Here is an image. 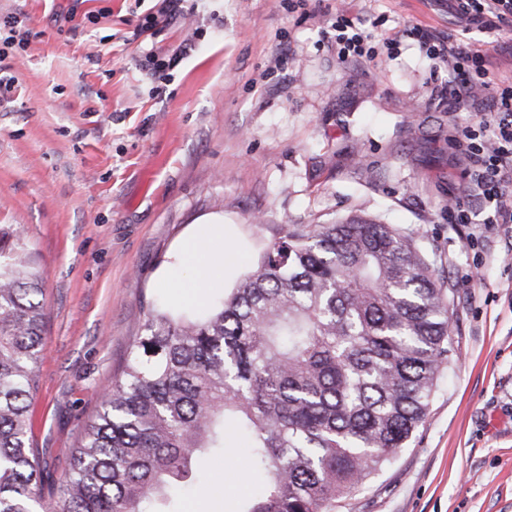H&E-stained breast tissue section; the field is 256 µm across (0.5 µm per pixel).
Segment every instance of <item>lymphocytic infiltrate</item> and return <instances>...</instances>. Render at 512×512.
Returning a JSON list of instances; mask_svg holds the SVG:
<instances>
[{
	"instance_id": "1",
	"label": "lymphocytic infiltrate",
	"mask_w": 512,
	"mask_h": 512,
	"mask_svg": "<svg viewBox=\"0 0 512 512\" xmlns=\"http://www.w3.org/2000/svg\"><path fill=\"white\" fill-rule=\"evenodd\" d=\"M454 12L470 25L492 29L512 21V0H454ZM25 21L20 13L0 15V97L11 93L17 83L12 61L28 46ZM331 28L340 63L373 60L367 34L348 17L337 16ZM404 38L416 40L429 59L447 67L448 84L436 95L449 111L475 115L474 120L455 125L451 136L469 167L462 195L448 200L449 223H470L478 204L488 211L486 224L512 238V81H491L489 50L474 49L420 27L398 31L390 43L399 45Z\"/></svg>"
}]
</instances>
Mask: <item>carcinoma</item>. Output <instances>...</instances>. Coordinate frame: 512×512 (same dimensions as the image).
<instances>
[{
	"label": "carcinoma",
	"instance_id": "obj_1",
	"mask_svg": "<svg viewBox=\"0 0 512 512\" xmlns=\"http://www.w3.org/2000/svg\"><path fill=\"white\" fill-rule=\"evenodd\" d=\"M43 295L20 232L0 229V512H171L230 423L263 481L238 512H332L408 445L449 364L453 289L420 237L358 215L287 224L204 314L148 304L47 479L31 423Z\"/></svg>",
	"mask_w": 512,
	"mask_h": 512
}]
</instances>
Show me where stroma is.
Here are the masks:
<instances>
[{
  "label": "stroma",
  "instance_id": "stroma-1",
  "mask_svg": "<svg viewBox=\"0 0 512 512\" xmlns=\"http://www.w3.org/2000/svg\"><path fill=\"white\" fill-rule=\"evenodd\" d=\"M31 31L18 88L0 99V225L20 230L43 279L46 325L33 395L40 465L61 478L81 428L119 373L159 275L204 215L245 257L233 288L285 224L363 215L419 232L455 290L450 367L395 460L335 512H512V249L448 221L467 161L449 135L467 121L430 98L448 80L406 27L501 45L512 27L467 29L448 0H193L182 23L133 31L147 0H0ZM373 35V62L345 65L324 32L336 12ZM193 41L163 96L144 50ZM174 512H236L259 490L244 455L202 462Z\"/></svg>",
  "mask_w": 512,
  "mask_h": 512
}]
</instances>
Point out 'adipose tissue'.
<instances>
[{"label": "adipose tissue", "instance_id": "1", "mask_svg": "<svg viewBox=\"0 0 512 512\" xmlns=\"http://www.w3.org/2000/svg\"><path fill=\"white\" fill-rule=\"evenodd\" d=\"M240 260L238 253L224 248V222L218 218L201 221L183 238L164 276V287L174 292L179 306L201 308L224 286V271ZM196 272L194 279L183 276L184 269Z\"/></svg>", "mask_w": 512, "mask_h": 512}]
</instances>
